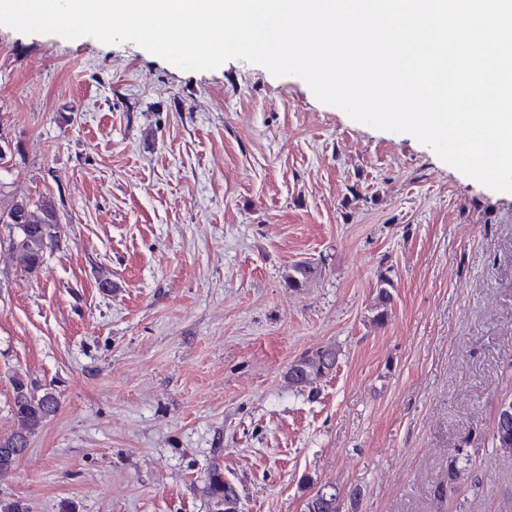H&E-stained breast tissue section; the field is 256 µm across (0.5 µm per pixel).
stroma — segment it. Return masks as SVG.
Here are the masks:
<instances>
[{
    "label": "stroma",
    "mask_w": 512,
    "mask_h": 512,
    "mask_svg": "<svg viewBox=\"0 0 512 512\" xmlns=\"http://www.w3.org/2000/svg\"><path fill=\"white\" fill-rule=\"evenodd\" d=\"M0 176L53 196L36 273L0 248V438L11 379L57 413L0 477L29 512H512V193L408 133L232 59L186 70L131 41L0 25ZM318 262L308 288L287 267ZM392 286L372 324L380 276ZM111 288H104V281ZM336 346L311 390L285 374ZM471 439L469 475L437 496ZM213 512H239V499L231 482L224 478L220 466H213L201 487ZM305 512H341L339 492L332 485L318 487L307 498Z\"/></svg>",
    "instance_id": "1"
}]
</instances>
